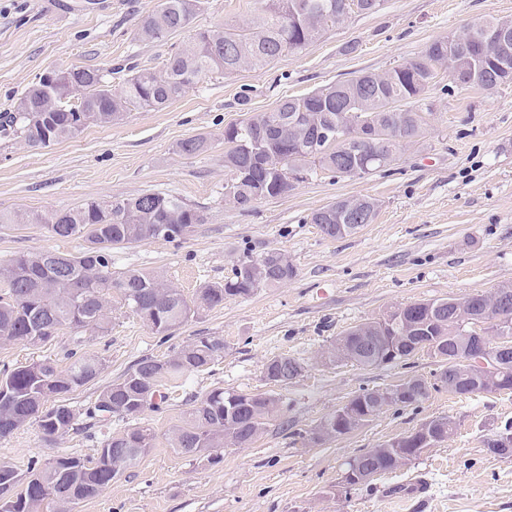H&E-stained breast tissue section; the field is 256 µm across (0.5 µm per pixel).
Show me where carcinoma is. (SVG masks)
<instances>
[{"instance_id": "cac0c4a2", "label": "carcinoma", "mask_w": 512, "mask_h": 512, "mask_svg": "<svg viewBox=\"0 0 512 512\" xmlns=\"http://www.w3.org/2000/svg\"><path fill=\"white\" fill-rule=\"evenodd\" d=\"M199 0H163L161 7L144 17L136 31L140 42L154 43L176 31L190 28ZM351 13L350 0H261L252 26L244 29L218 26L195 34L183 50L169 56L160 70L134 68L117 91L112 90V72L94 68H72L73 75L84 77L77 102L59 108L60 98L71 92L70 85L39 81L30 87L14 106L0 115V135L21 138L29 146L48 147L80 135L89 124H110L131 107L161 109L181 98L203 77L230 74L242 68L265 67L286 52H298L317 41L337 21ZM499 20L469 25L457 38L464 52L479 61L474 78L461 85L493 90L506 84L505 71L497 59L482 55L487 31ZM448 59V39L430 43L419 55L413 69L394 68L385 76L363 73L353 79L330 83L301 96H284L270 112H256L249 118L224 127V168L233 174L249 175L257 197L244 194L224 183V201L247 209L255 201L284 195L293 186H284L281 171L292 169L303 175L316 171L335 177H361L359 168L375 172L390 165L398 152L418 144L426 134L421 113L443 61ZM370 117L376 138L358 148L348 139V114ZM327 124L335 129V144L320 153L309 150L315 126ZM212 149L206 136H195L178 143V153L199 156ZM364 215V223L374 221L378 202L353 198ZM344 199L333 201L311 215V223L329 238L357 232L361 225L351 222ZM204 222L203 214L182 199L159 193L135 197L93 200L64 212L37 214L26 211L0 212V224H45L54 237H83L88 245L79 253L63 254L44 249L19 254L0 261V289L10 296L0 299V342H25L42 345L65 328L94 327L101 331L110 322L112 298L139 318L153 332L167 335L201 309L224 304L229 297L249 296L260 288L281 285L293 279L297 270L292 262L281 266L277 252L260 257L242 256L233 276L224 283L203 289L195 300L187 299L167 283L158 272L145 270L112 271V248L164 238H185L181 228ZM453 310L435 319L412 305L394 308L391 322L374 332L377 349L371 356L356 358L363 367L391 365L405 361L410 353L391 349L393 336H426L433 340L448 337V317ZM360 341L357 327L347 330L323 352L322 359H346ZM224 338L198 336L173 355L161 360L143 358L123 379L107 386L94 404L79 412L63 401L66 395L94 381L103 368L100 357L71 351L64 368L51 360L4 369L0 385L6 400L0 402V438L11 435L33 419L40 431L59 437L74 429L81 415L103 426L121 416L133 424L121 433L102 439L97 456L82 458L65 455L44 467L31 462L37 483L18 479L14 490L24 503L21 512H72V506L97 496L112 483V467L126 471L135 467L153 447L155 431L139 422L145 409L166 399L161 388L175 385L224 358ZM288 367V380L302 375L304 367L286 355L266 361L263 369ZM383 399L382 390H366L349 400L355 410L370 408ZM281 398L268 393H247L214 388L207 392L176 426L168 443L182 456L209 451V458L223 459L226 447H247L264 432L280 411ZM434 432L451 437L456 421L447 415L431 419ZM331 429L345 435L355 424L339 420L332 413L318 429ZM413 436L400 454L388 441L354 457L365 470L343 483L344 494L368 486L380 476L408 467L419 457Z\"/></svg>"}]
</instances>
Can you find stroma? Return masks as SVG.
<instances>
[{
  "mask_svg": "<svg viewBox=\"0 0 512 512\" xmlns=\"http://www.w3.org/2000/svg\"><path fill=\"white\" fill-rule=\"evenodd\" d=\"M158 4L0 0V113L12 111L51 68L108 69L118 86L130 68H160L194 31L242 25L255 15L254 0H200L192 28L161 42L137 41L138 24ZM491 18L512 20V0H384L379 11L351 14L306 49L268 66L208 75L164 109L134 108L117 122L47 148L0 138V211L48 213L154 192L180 197L203 214L183 240L113 249L114 271L161 272L192 299L231 277L246 252H283L297 269L288 283L225 299L167 336L116 301L107 331L66 328L44 345L0 343V370L44 359L62 366L74 348L101 356L99 377L68 396L83 410L140 359L168 357L197 336L224 339L223 360L141 414L158 434L155 448L73 512H401L387 489L420 475L431 485L425 512H512V455H494L484 446L486 437L512 423V391L460 397L433 389L418 405L382 410L331 440L313 439L324 417L362 391L414 376L430 381L441 369L424 351L379 367L323 362L322 350L344 331L394 306L512 284V83L489 92L439 78L428 94L433 113L424 145L401 151L388 172L363 179L320 173L247 210L224 200L227 124L272 111L286 95L387 71L431 42ZM198 135L211 139L208 153H177L180 141ZM350 196L378 200L373 223L336 239L311 224L315 210ZM83 245L52 237L42 224H0V260L41 249L75 254ZM276 355L299 360L305 370L278 388L281 412L254 444L226 448L217 464L169 447V430L211 389L268 391L262 368ZM443 415L458 424L451 439L380 477L371 490L339 493L349 459ZM129 425L116 417L94 436L73 430L48 440L32 420L0 438V463L23 474L34 460L44 465L62 454L93 457L103 435Z\"/></svg>",
  "mask_w": 512,
  "mask_h": 512,
  "instance_id": "1",
  "label": "stroma"
}]
</instances>
